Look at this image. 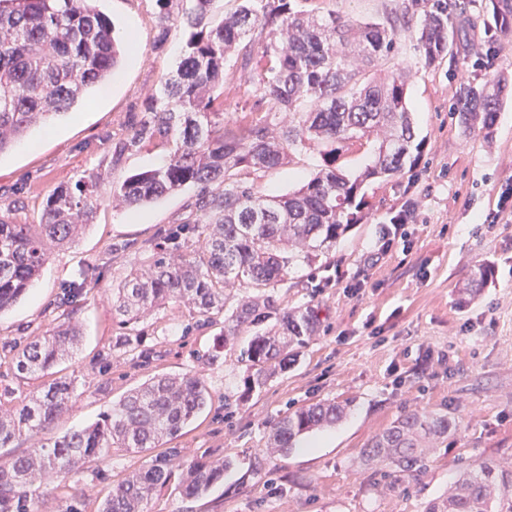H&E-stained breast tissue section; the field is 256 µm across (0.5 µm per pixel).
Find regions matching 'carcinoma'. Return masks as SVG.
<instances>
[{
    "label": "carcinoma",
    "mask_w": 512,
    "mask_h": 512,
    "mask_svg": "<svg viewBox=\"0 0 512 512\" xmlns=\"http://www.w3.org/2000/svg\"><path fill=\"white\" fill-rule=\"evenodd\" d=\"M176 0H154L158 18L155 47L184 24L186 39L175 73L150 95L130 131L114 142L117 158L146 143L172 146L166 162L128 176L112 186V200L140 208L187 186L200 188L195 206L208 217L203 256L164 253L112 288L113 315L126 346L134 345L132 325L147 310L168 302L193 308L200 325L213 321L232 303L224 319L223 346L246 331L251 339L247 389H261L288 367L290 352L316 335L320 321L306 307L283 308L271 292L291 266L310 264L364 218L366 184L414 167L423 143L415 141L406 103V81L392 75L378 83L355 64V48L371 63L395 51L391 33L376 23L353 27L335 15L316 19L302 0H242L217 25L210 22L214 0H192L175 13ZM473 0H409L404 25L417 24L416 50L428 66L455 57L465 15ZM492 28L512 32V0H484ZM111 20L93 0H0V154L31 127L65 114L94 89L104 88L119 67L124 48ZM237 53L242 70H256L255 90L236 129L224 127L225 63ZM507 84L492 80L467 85L458 98L468 129L492 127ZM310 104L306 112L299 111ZM293 120L281 125L276 115ZM376 138L374 163L355 176L336 168L342 145ZM325 146L323 165L298 190L271 199L235 177L234 170L279 166L311 143ZM93 174L57 187L46 199L41 222L14 224L0 215V313L17 302L40 276L52 251L70 244L92 224L104 198ZM259 291L233 295L230 288ZM79 329L63 321L44 336L14 346L19 375L53 376L22 404L0 411V447L17 435L45 430L72 402L74 381L52 369L72 355ZM211 400L195 374H156L112 403L96 422L71 430L53 445L0 463V512H38L34 480L45 474L65 479L110 448L137 453L175 439ZM345 406L321 401L282 417L272 428L268 448L284 456L297 436L332 425ZM451 416L413 412L393 422L363 449L362 459L404 477L427 469L433 445L456 431ZM169 448L145 461L112 486L97 512H147L148 500L176 477ZM231 461L195 462L182 469L179 487L188 497L204 495ZM425 512H512V467L486 458L460 473L448 493L429 502Z\"/></svg>",
    "instance_id": "obj_1"
}]
</instances>
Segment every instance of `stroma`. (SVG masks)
Returning <instances> with one entry per match:
<instances>
[{
    "label": "stroma",
    "instance_id": "stroma-1",
    "mask_svg": "<svg viewBox=\"0 0 512 512\" xmlns=\"http://www.w3.org/2000/svg\"><path fill=\"white\" fill-rule=\"evenodd\" d=\"M119 40H133L136 64H122L111 82L91 92L68 114L33 126L27 141L0 154V215L19 224L39 223L48 195L88 174L103 188L163 164L170 148L148 143L117 158L113 140L127 133L145 99L175 71L183 37L156 48L153 0H95ZM324 17L335 13L353 25L381 24L396 41L393 56L365 68L367 76L404 74L407 105L424 147L417 164L365 188L370 207L335 246L312 265L289 269L275 293L282 306L310 305L321 327L287 370L262 389L248 390V365L239 357L247 337L232 350L216 351L222 323L196 326L192 310L169 303L134 325L141 363L121 345L112 320V288L133 269L147 266L155 247L172 255L198 252L205 229L174 244L161 229L195 216L198 190L187 187L135 210L104 198L92 224L68 246L53 250L33 287L0 313V406L12 409L40 389V377H21L10 365L12 345L43 336L63 318L58 300L82 270L93 269L72 321L80 346L64 364L76 377L71 408L38 437L21 435L0 448V462L33 453L65 432L97 421L113 401L158 373L200 376L212 402L182 430L173 445L181 464L224 456L232 464L203 496L185 497L177 484L156 491L150 512H424L444 495L460 467L493 457L512 464V92L489 135L465 131L455 110L461 86L495 75L512 81V34L489 30L474 0L458 42L455 62L424 65L415 31L399 18L402 0H306ZM493 67H481L487 50ZM224 122L237 125L240 88L256 86L255 72L228 60ZM311 145L284 164L248 170L260 195L298 190L318 169ZM413 211L390 249L382 232L405 205ZM491 274L468 305L460 287L479 265ZM330 400L347 407L335 425L297 437L287 455L266 454L274 424L297 409ZM456 417L454 434L441 439L427 469L397 480L361 465L371 439L412 413ZM143 453L109 449L66 479L42 478L40 512H63L71 496L103 498L113 483L138 470Z\"/></svg>",
    "mask_w": 512,
    "mask_h": 512
}]
</instances>
